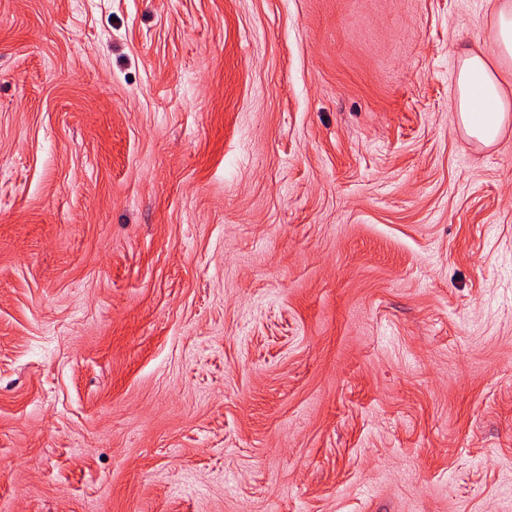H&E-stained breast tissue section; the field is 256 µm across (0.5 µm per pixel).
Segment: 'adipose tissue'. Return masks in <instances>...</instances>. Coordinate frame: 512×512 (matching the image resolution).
Wrapping results in <instances>:
<instances>
[{
  "label": "adipose tissue",
  "instance_id": "obj_1",
  "mask_svg": "<svg viewBox=\"0 0 512 512\" xmlns=\"http://www.w3.org/2000/svg\"><path fill=\"white\" fill-rule=\"evenodd\" d=\"M453 110L467 136L487 146L496 141L503 124L512 117V102L507 100L495 70L482 56L463 55Z\"/></svg>",
  "mask_w": 512,
  "mask_h": 512
}]
</instances>
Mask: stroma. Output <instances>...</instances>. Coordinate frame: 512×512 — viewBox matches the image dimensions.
I'll use <instances>...</instances> for the list:
<instances>
[{
  "label": "stroma",
  "instance_id": "35a3bbf8",
  "mask_svg": "<svg viewBox=\"0 0 512 512\" xmlns=\"http://www.w3.org/2000/svg\"><path fill=\"white\" fill-rule=\"evenodd\" d=\"M499 0H0V512H512ZM452 111L457 112L467 136L487 146L496 141L508 120L510 103L495 70L482 56H462Z\"/></svg>",
  "mask_w": 512,
  "mask_h": 512
}]
</instances>
